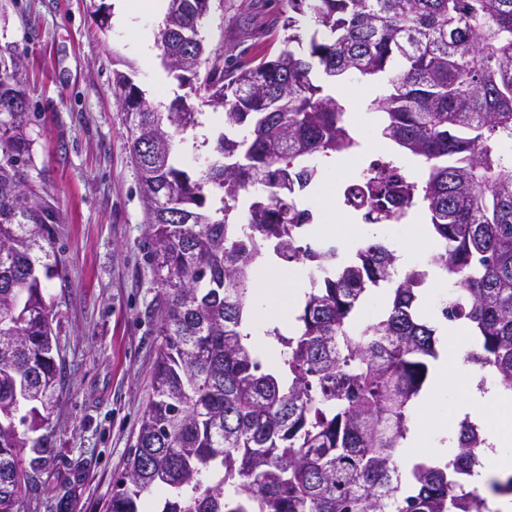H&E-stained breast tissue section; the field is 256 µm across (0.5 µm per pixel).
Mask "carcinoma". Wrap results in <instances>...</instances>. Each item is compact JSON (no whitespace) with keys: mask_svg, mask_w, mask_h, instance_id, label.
Segmentation results:
<instances>
[{"mask_svg":"<svg viewBox=\"0 0 512 512\" xmlns=\"http://www.w3.org/2000/svg\"><path fill=\"white\" fill-rule=\"evenodd\" d=\"M168 0L159 30L169 72L205 43L192 3ZM314 28L299 34V18ZM283 48L257 63L220 56L192 88L224 109V129L197 175L175 164L201 125L194 106L167 111L125 72L114 93L125 115L142 190L160 337L152 396L108 512H489L472 484L478 427L463 420L443 461L405 474L397 459L415 399L438 356L437 327L463 322L469 360L512 392V0H288ZM398 71L367 109L381 134L428 173L408 176L391 157L362 168L343 204L371 226L423 209L438 241L427 265L445 273L448 299L420 311L428 272L400 274L372 238L348 258L312 246L313 213L299 204L320 177L318 160L360 146L345 107L317 76L377 78ZM32 116L20 58L0 48V512H36L39 476L54 448L32 438L63 391L47 283L62 277L58 216L32 175ZM248 210L240 196L255 188ZM219 204L206 206L205 190ZM310 263L312 287L296 326L276 325L277 369L262 371L248 344L252 273L268 255ZM385 288L384 314L356 315Z\"/></svg>","mask_w":512,"mask_h":512,"instance_id":"obj_1","label":"carcinoma"}]
</instances>
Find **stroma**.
Masks as SVG:
<instances>
[{"mask_svg": "<svg viewBox=\"0 0 512 512\" xmlns=\"http://www.w3.org/2000/svg\"><path fill=\"white\" fill-rule=\"evenodd\" d=\"M287 15V0H212L206 42L237 59L273 56ZM5 43L22 61L38 181L59 213L64 269L45 291L64 390L43 426L55 451L41 475L38 512H105L152 395L160 343L142 193L113 73L132 75L165 107L178 83L161 57L142 59L115 20L113 0H0ZM347 124L361 146L347 165H325L321 182L335 197L383 154L369 144L375 120L365 107Z\"/></svg>", "mask_w": 512, "mask_h": 512, "instance_id": "35a3bbf8", "label": "stroma"}]
</instances>
